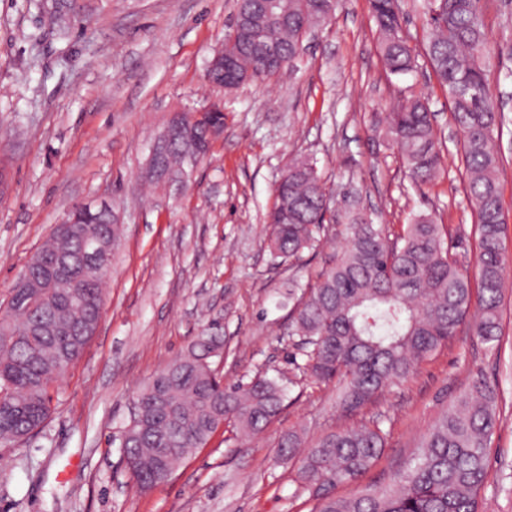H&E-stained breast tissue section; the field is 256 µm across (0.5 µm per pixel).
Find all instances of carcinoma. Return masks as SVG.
Instances as JSON below:
<instances>
[{
  "label": "carcinoma",
  "mask_w": 512,
  "mask_h": 512,
  "mask_svg": "<svg viewBox=\"0 0 512 512\" xmlns=\"http://www.w3.org/2000/svg\"><path fill=\"white\" fill-rule=\"evenodd\" d=\"M426 54L451 105L459 132L467 197L476 223L477 289L468 265L450 256L443 225L416 214L403 233L376 224L358 207L341 220L330 214V200L316 165L297 158L275 189L269 213L272 232L268 249L286 262L314 250L338 222L346 245L329 257L314 283L288 288L293 302L288 337L298 338L303 369L316 383H342L339 406L354 412L386 388L411 378L466 323L489 343L501 336L500 307L506 278V247L499 184V136L504 114L489 89L492 50L484 28L482 0H424ZM277 14H248L261 27L258 41L274 43L280 59H294L300 35L325 21L335 0H279ZM386 71L396 77L411 73L415 54L403 31L401 0H371ZM224 59L240 75L211 76L214 84L232 91L243 73L273 75L280 71L261 58L253 43L224 41ZM383 131L399 150L417 184L437 178L440 143L426 102L411 94L384 117ZM210 139L204 125L185 128L169 140L165 162L181 174L190 158L201 156ZM82 233L115 238L118 226L106 214L85 215ZM74 249L73 241L50 234L40 248V265L30 268L42 285V301L28 308L27 289L14 292L0 309V332L14 334L8 349L0 348V443L16 442L49 418L62 368L73 365L90 337L76 335L85 321H97L103 306L101 278L78 271L69 301L50 287L58 255ZM66 325L69 332L34 333L40 318ZM211 336H201L180 358L166 365L142 389L135 419L125 426L126 466L141 489L169 480L160 467L177 469L204 447L221 424L233 423L244 438L261 433L280 413L286 388L275 377L258 376L246 385H223L207 357ZM498 419V395L476 379L425 433L416 460L398 471L383 487L364 486L346 497L325 496L316 512H484L480 494L491 472L488 448ZM384 418L376 414L361 424L327 433L305 445L297 431L278 443L277 459L297 465L308 487H334L357 482L379 458L387 442Z\"/></svg>",
  "instance_id": "obj_1"
}]
</instances>
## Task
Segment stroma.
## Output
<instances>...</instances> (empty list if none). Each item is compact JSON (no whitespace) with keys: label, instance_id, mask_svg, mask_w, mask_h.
Masks as SVG:
<instances>
[{"label":"stroma","instance_id":"1","mask_svg":"<svg viewBox=\"0 0 512 512\" xmlns=\"http://www.w3.org/2000/svg\"><path fill=\"white\" fill-rule=\"evenodd\" d=\"M236 0H77L59 36L36 0H0V307L71 206L107 201L123 219L103 285L96 334L67 371L45 426L0 444V512H314L296 467L276 462L292 430L307 443L385 413L388 443L360 485L381 486L417 452L428 427L473 379L501 398L491 438L485 512H512V0H487L494 52L489 83L509 120L499 141L507 274L502 337L491 349L472 329L360 412L338 406L337 382L303 380L288 338L289 285L313 280L340 250L273 261L266 213L289 163L312 159L343 214L357 188L375 223L402 232L411 215L444 224L453 257L477 276L474 219L448 97L425 53L422 0H402L414 71L388 75L369 0H339L303 35L280 73L225 91L207 78ZM426 99L442 143L438 178L415 184L397 148L374 129L403 96ZM224 110V136L182 184L145 189L141 173L173 111ZM203 334L224 343V381L280 376L288 397L261 434L218 429L167 483L134 487L120 434L141 389Z\"/></svg>","mask_w":512,"mask_h":512}]
</instances>
